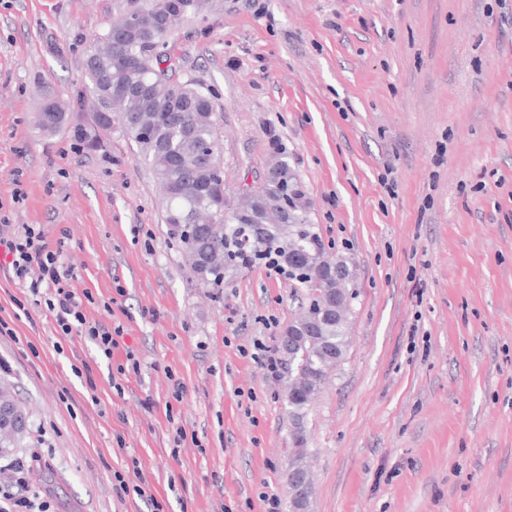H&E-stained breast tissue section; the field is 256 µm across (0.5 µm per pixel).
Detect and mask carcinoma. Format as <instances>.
Segmentation results:
<instances>
[{
    "label": "carcinoma",
    "instance_id": "obj_1",
    "mask_svg": "<svg viewBox=\"0 0 512 512\" xmlns=\"http://www.w3.org/2000/svg\"><path fill=\"white\" fill-rule=\"evenodd\" d=\"M177 24L160 30L133 34L118 52L124 75L147 82L157 77L156 59L170 58L168 37ZM112 59L110 30L89 37L84 51L85 88L61 93L58 116L53 123H40L47 133L71 128L77 143L88 148L85 128L102 142L101 133L119 125L121 131L140 148L162 180L171 177L179 184L178 191L166 198L164 223L170 236L189 254L191 270L207 286L221 288L228 273L248 268L263 259L274 258L288 267L289 275L309 288L318 279L322 287L333 290L340 304L349 308L354 296V276L347 261L340 259L344 271L340 278L328 277L317 266L321 243L310 224L303 185L293 170L288 154L279 148L271 156L268 168L278 173L279 183H267L254 190L255 210L238 216L226 211L224 204L202 191L196 162L209 151L219 152L218 117L211 92L194 88V97L179 119L167 117L168 101L125 100L112 104L108 111L87 109L88 100H100L106 91V77L98 62ZM91 111L90 120L84 112ZM155 115L154 124L145 135H138L134 125L144 116ZM200 209L207 210L212 223L187 228L188 217ZM297 335L279 345L285 398L288 405L290 437L306 445V421L312 402L297 381L319 389L336 364V356L346 351L349 343L347 316L331 317L311 324L304 315L293 321ZM0 404L15 412L17 421L0 429V447L8 448L26 428L23 412L5 392L0 391Z\"/></svg>",
    "mask_w": 512,
    "mask_h": 512
}]
</instances>
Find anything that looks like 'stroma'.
Here are the masks:
<instances>
[{
	"mask_svg": "<svg viewBox=\"0 0 512 512\" xmlns=\"http://www.w3.org/2000/svg\"><path fill=\"white\" fill-rule=\"evenodd\" d=\"M129 5L0 0V213L64 239L87 321L121 326L141 364L116 391L1 267L15 453H39L51 512H151L115 490L132 458L165 512H265L288 498L289 422L248 352L278 345L306 288L263 264L203 285L133 142L80 150L37 125ZM171 44L212 92L227 206L283 147L326 251L351 260L349 344L307 416L313 512H512V0H210ZM169 408L196 443L173 450Z\"/></svg>",
	"mask_w": 512,
	"mask_h": 512,
	"instance_id": "35a3bbf8",
	"label": "stroma"
}]
</instances>
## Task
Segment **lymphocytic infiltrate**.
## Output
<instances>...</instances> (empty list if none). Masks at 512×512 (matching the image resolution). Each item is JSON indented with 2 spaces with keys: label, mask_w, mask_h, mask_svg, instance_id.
<instances>
[{
  "label": "lymphocytic infiltrate",
  "mask_w": 512,
  "mask_h": 512,
  "mask_svg": "<svg viewBox=\"0 0 512 512\" xmlns=\"http://www.w3.org/2000/svg\"><path fill=\"white\" fill-rule=\"evenodd\" d=\"M0 262L33 297L43 301L58 335L83 336L109 360L115 354H123V362L116 366L117 374L126 378L139 374L138 358L133 351L122 348V329L87 322L82 307L92 296L74 288L76 276L73 267L64 262L62 246H50L42 229L31 224L15 226L1 222ZM10 466L15 480L0 485V512H50L49 502L29 483L27 461L18 457Z\"/></svg>",
  "instance_id": "1"
}]
</instances>
